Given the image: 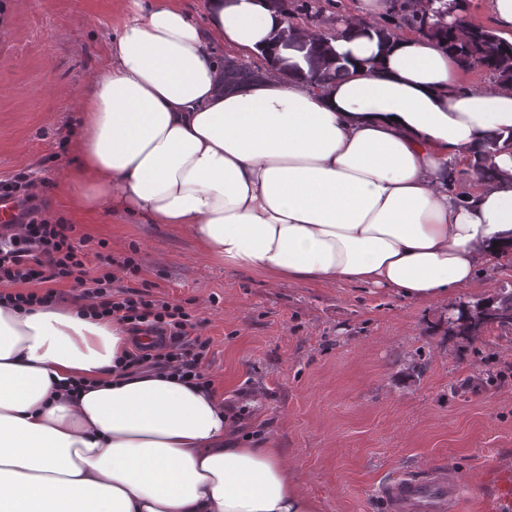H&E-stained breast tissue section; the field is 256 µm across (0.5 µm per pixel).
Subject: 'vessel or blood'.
<instances>
[{
  "label": "vessel or blood",
  "instance_id": "obj_1",
  "mask_svg": "<svg viewBox=\"0 0 512 512\" xmlns=\"http://www.w3.org/2000/svg\"><path fill=\"white\" fill-rule=\"evenodd\" d=\"M388 512H457L463 490L455 471L440 476L404 473L387 481L382 489ZM512 504V471H498L493 497L481 500V512H500Z\"/></svg>",
  "mask_w": 512,
  "mask_h": 512
}]
</instances>
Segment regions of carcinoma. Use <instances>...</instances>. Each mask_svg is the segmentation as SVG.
Here are the masks:
<instances>
[{"label": "carcinoma", "instance_id": "cac0c4a2", "mask_svg": "<svg viewBox=\"0 0 512 512\" xmlns=\"http://www.w3.org/2000/svg\"><path fill=\"white\" fill-rule=\"evenodd\" d=\"M408 0H393L390 25L374 27L379 40L386 42L395 30L407 26L417 32L431 37L442 38L448 47L456 54L459 62L465 64V69L480 68L489 73L497 84H512V44L504 43L490 30L473 25L468 19L465 0H437V12L447 13L453 18H460L454 26H436L428 21L425 13H415L407 10ZM313 74L316 82L324 83L342 78L347 70L335 61L325 63V67H318V59H313ZM262 77L258 70L238 63L234 60H224V90L233 91ZM512 149V137L504 141L497 134L487 138L486 154L473 160V168L482 179L491 180L494 171L487 164V155L502 150ZM500 314L497 325L512 328V291L496 301Z\"/></svg>", "mask_w": 512, "mask_h": 512}]
</instances>
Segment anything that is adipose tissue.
I'll list each match as a JSON object with an SVG mask.
<instances>
[{"label": "adipose tissue", "mask_w": 512, "mask_h": 512, "mask_svg": "<svg viewBox=\"0 0 512 512\" xmlns=\"http://www.w3.org/2000/svg\"><path fill=\"white\" fill-rule=\"evenodd\" d=\"M127 21L81 97L80 209L178 224L202 252L274 282L366 284L416 301L512 256V151L494 181L448 191L453 165L512 134V85L465 89L438 40L379 44L357 0L327 46L348 69L317 84L316 36L270 0H117ZM265 65L225 91L213 42ZM127 331L78 306L0 300V512H320L283 449L242 436L216 391L120 372Z\"/></svg>", "instance_id": "adipose-tissue-1"}]
</instances>
